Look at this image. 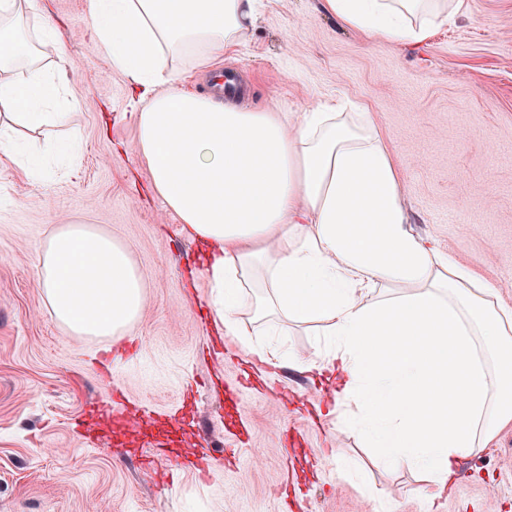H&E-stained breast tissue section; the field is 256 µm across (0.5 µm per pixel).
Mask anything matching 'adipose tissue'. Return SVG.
I'll use <instances>...</instances> for the list:
<instances>
[{
	"label": "adipose tissue",
	"mask_w": 512,
	"mask_h": 512,
	"mask_svg": "<svg viewBox=\"0 0 512 512\" xmlns=\"http://www.w3.org/2000/svg\"><path fill=\"white\" fill-rule=\"evenodd\" d=\"M37 0H0V155L32 173L15 132L63 124L71 89L56 22ZM346 26L403 44L452 20L455 0H321ZM96 43L130 88L150 190L201 248L218 330L273 366L336 378V424L391 469L445 490L461 459L512 424V304L415 235L394 153L369 113L324 99L294 114L184 91L171 65L206 67L253 28L260 0H88ZM57 51L53 66L42 63ZM37 284L73 336H123L147 275L88 224L44 239ZM325 338L312 357L253 340L244 289Z\"/></svg>",
	"instance_id": "ef3b65f1"
}]
</instances>
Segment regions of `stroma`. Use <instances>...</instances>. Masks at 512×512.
Listing matches in <instances>:
<instances>
[{"mask_svg": "<svg viewBox=\"0 0 512 512\" xmlns=\"http://www.w3.org/2000/svg\"><path fill=\"white\" fill-rule=\"evenodd\" d=\"M463 3L405 45L346 27L320 0H262L222 62L201 68L188 54L176 67L204 95L236 70L253 109L362 104L395 150L414 233L512 303V0ZM37 4L59 27L77 103L67 125L22 137L42 154L74 129L82 150L40 178L0 157V512H512V426L434 498L318 412L316 371L266 369L235 391L246 355L218 339L203 254L148 191L129 86L97 49L87 0ZM75 220L124 244L148 275L128 336L69 335L36 286L45 236ZM117 390L148 409L119 439L97 411ZM180 448L205 449L208 476L184 470ZM339 458L363 469L365 488L337 477Z\"/></svg>", "mask_w": 512, "mask_h": 512, "instance_id": "obj_1", "label": "stroma"}]
</instances>
